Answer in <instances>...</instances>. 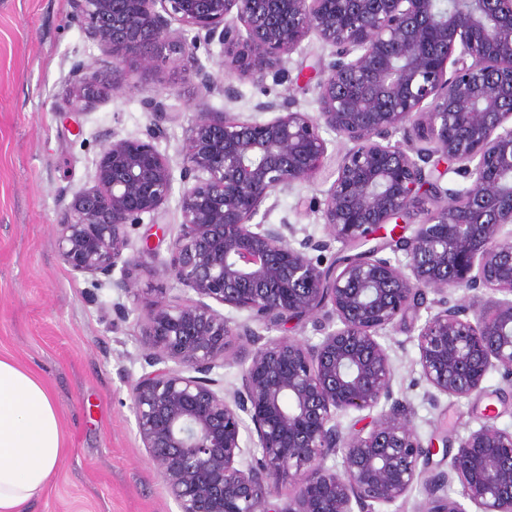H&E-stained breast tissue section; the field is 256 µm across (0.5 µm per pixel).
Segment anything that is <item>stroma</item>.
<instances>
[{
  "label": "stroma",
  "mask_w": 512,
  "mask_h": 512,
  "mask_svg": "<svg viewBox=\"0 0 512 512\" xmlns=\"http://www.w3.org/2000/svg\"><path fill=\"white\" fill-rule=\"evenodd\" d=\"M99 49L70 19L69 0H0V354L43 376L62 411L69 446L43 497L28 512H178L148 459L138 435L131 386L148 367L139 322L145 299L166 290L170 299L188 293L159 272L182 222V180L157 222L130 230L133 246L153 234L157 254L138 266L116 268L133 291L73 278L56 251L52 226L75 191L91 185L95 161L111 137H144L153 116L142 100L156 96L178 104L177 120L165 122L157 143L173 167L200 107L249 116L258 103L295 100L316 113L317 84L331 46L305 39L269 72L264 84L237 82V97L205 90L169 54L149 75L127 69L123 94L88 106L79 126L66 123L70 71L106 78L95 59ZM322 181L303 182L278 196L270 224H291L298 237L325 238ZM424 315H407L383 333L393 366L396 398L410 409L423 442L447 440L458 447L480 423L512 432V381L491 371L480 393L468 398H431L420 375L416 336Z\"/></svg>",
  "instance_id": "stroma-1"
}]
</instances>
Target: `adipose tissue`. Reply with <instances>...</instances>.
Wrapping results in <instances>:
<instances>
[{
    "label": "adipose tissue",
    "mask_w": 512,
    "mask_h": 512,
    "mask_svg": "<svg viewBox=\"0 0 512 512\" xmlns=\"http://www.w3.org/2000/svg\"><path fill=\"white\" fill-rule=\"evenodd\" d=\"M66 448L50 385L0 356V512H23L47 490Z\"/></svg>",
    "instance_id": "1"
}]
</instances>
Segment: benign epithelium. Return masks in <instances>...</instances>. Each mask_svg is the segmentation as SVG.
I'll return each instance as SVG.
<instances>
[{
	"instance_id": "benign-epithelium-1",
	"label": "benign epithelium",
	"mask_w": 512,
	"mask_h": 512,
	"mask_svg": "<svg viewBox=\"0 0 512 512\" xmlns=\"http://www.w3.org/2000/svg\"><path fill=\"white\" fill-rule=\"evenodd\" d=\"M70 17L111 74L73 68L65 114L74 122L125 90L128 67L152 72L167 50L210 90L201 43L222 46L225 77L256 85L312 35L334 48L316 115L270 101L257 106L268 119L201 111L187 130L182 223L161 273L196 298L147 303L141 336L152 371L131 396L179 512H378L397 501L428 470L434 445L393 400L382 331L419 312L430 289L440 298L417 336L426 384L463 398L493 369L512 377V0H70ZM143 104L154 116L146 139L107 141L92 185L52 224L74 276L109 279L118 264L154 255L147 237L129 252V228L157 217L172 194L171 159L156 142L177 113L153 96ZM323 129L343 145L323 191L328 239L298 241L293 225L256 217L322 175ZM450 172L469 185L443 188ZM333 242L363 256L327 267L311 258ZM450 288L493 297L477 310L448 299ZM219 305L248 318L232 321ZM318 316L329 330L316 344L266 340L253 327ZM233 339L249 350L226 394L212 373ZM383 401L390 406L370 430L342 433L337 413ZM336 455L341 473L326 465ZM443 455L450 472L430 477L426 512H467L439 494L452 475L478 512H512V432L482 424ZM285 477L288 503L271 509Z\"/></svg>"
}]
</instances>
